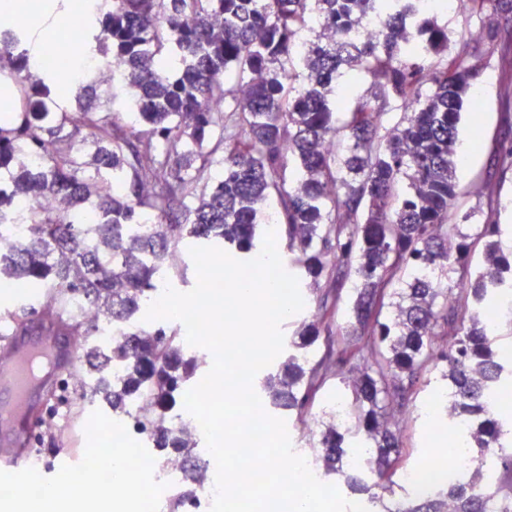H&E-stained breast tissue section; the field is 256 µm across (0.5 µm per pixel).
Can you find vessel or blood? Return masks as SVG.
Returning a JSON list of instances; mask_svg holds the SVG:
<instances>
[{
    "mask_svg": "<svg viewBox=\"0 0 512 512\" xmlns=\"http://www.w3.org/2000/svg\"><path fill=\"white\" fill-rule=\"evenodd\" d=\"M5 346L8 353L0 357V488L19 494L44 482L42 473L30 466L27 454L31 430L26 420L40 392L31 380L30 362L38 356L50 358L58 378L71 371L75 349L60 347L49 335L27 338L14 334L6 338Z\"/></svg>",
    "mask_w": 512,
    "mask_h": 512,
    "instance_id": "1",
    "label": "vessel or blood"
}]
</instances>
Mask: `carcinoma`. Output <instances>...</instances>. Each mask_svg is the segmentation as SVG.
Here are the masks:
<instances>
[{"label": "carcinoma", "mask_w": 512, "mask_h": 512, "mask_svg": "<svg viewBox=\"0 0 512 512\" xmlns=\"http://www.w3.org/2000/svg\"><path fill=\"white\" fill-rule=\"evenodd\" d=\"M461 2L480 26L464 30L462 52L450 55L448 31L416 0H110L99 30L90 12L77 39L140 90L132 125L112 112L110 84L99 105H59L92 86L65 88L63 72L30 52V20L0 16V81L14 101L11 123L0 124V277L38 289L36 303L0 311V325L25 336L31 315L53 336L63 327L83 337L76 364L91 395L139 424L157 458L179 455L193 471L192 423L177 433L160 416L175 409L200 361L179 330L142 331L138 314L169 252L251 253L273 195L285 255L311 298L287 355L255 376L265 412L291 414L308 431L322 482L382 502L412 395L438 371L449 380L446 424L465 421L469 452L480 455L445 498L397 512H447L450 501L454 512H512V421L498 410L512 371L486 311L512 288V253L501 251L491 217L466 233L449 224L460 114L484 56L512 35V0ZM378 10L377 34L348 43ZM307 31L315 36L300 57ZM343 68L368 79L350 105L336 87ZM495 165L512 167V140L499 142ZM466 193L494 209L492 179ZM45 194L53 208L17 211L18 200ZM10 224L27 229L13 238ZM347 278L357 287L352 319L335 331ZM70 296L127 325L125 337L112 342L72 316ZM331 382L354 425L314 417ZM352 447L366 450L357 475L344 468Z\"/></svg>", "instance_id": "cac0c4a2"}]
</instances>
